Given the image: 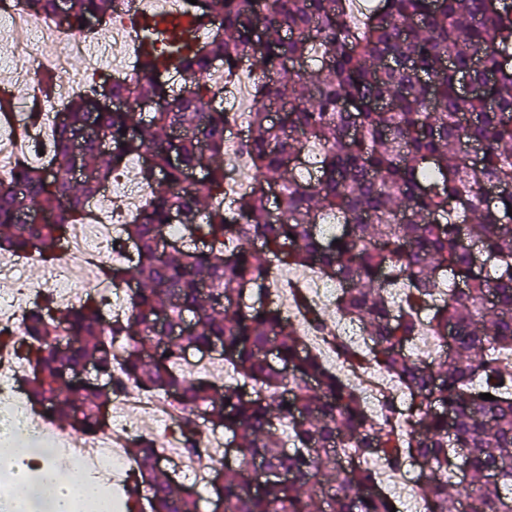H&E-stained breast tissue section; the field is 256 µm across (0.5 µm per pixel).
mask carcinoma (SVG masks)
<instances>
[{
    "instance_id": "1",
    "label": "carcinoma",
    "mask_w": 512,
    "mask_h": 512,
    "mask_svg": "<svg viewBox=\"0 0 512 512\" xmlns=\"http://www.w3.org/2000/svg\"><path fill=\"white\" fill-rule=\"evenodd\" d=\"M16 2L33 17L56 14V0ZM129 7L69 0L68 26L93 18L103 34ZM259 12L262 55L251 34ZM186 16L221 24L187 41L171 23L168 46L138 47L124 81L106 76L70 98L45 159L17 160L0 182V251H33L51 266L129 157L152 186L122 227L134 255L103 273L138 284L124 319L105 322L92 296L61 308L46 293L20 333L0 329V349L24 366L27 401L86 439L132 386L176 408L188 456H210L200 422L232 433L224 512H391L368 462L399 470L408 457L422 466L426 512H512V0H197ZM217 61L226 80L245 67L262 73L243 142L251 182L230 202ZM301 77L306 93L288 94ZM106 95L131 108L92 111ZM77 141L91 173L82 183L65 167ZM194 170L202 179L190 184ZM327 219L331 236L319 229ZM171 224L188 237L164 254L155 231ZM256 239L265 251L251 248ZM293 266L345 284L335 312L366 329L368 360L407 393L404 405L387 397L382 416L368 413L283 315L270 275ZM402 284L397 309L389 289ZM297 303L309 329L328 327L316 304ZM185 314L186 335L162 342L159 316ZM424 332L433 353L407 354ZM216 342L234 383L189 372L187 351ZM332 345L359 362L342 338ZM89 360L109 387L72 377ZM130 447L122 512H138L146 493L152 512H197L199 492L173 480L157 440L139 435ZM459 448L469 480L453 494Z\"/></svg>"
}]
</instances>
